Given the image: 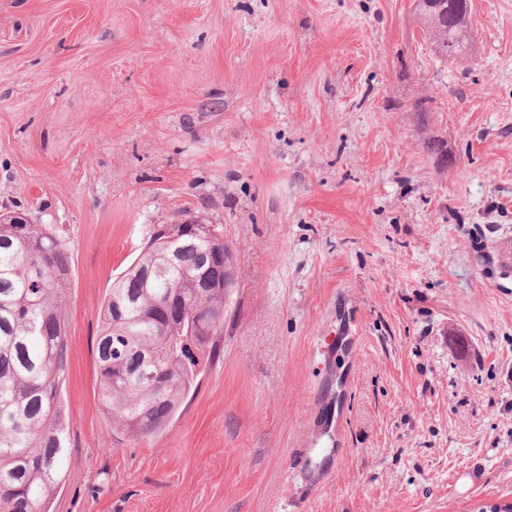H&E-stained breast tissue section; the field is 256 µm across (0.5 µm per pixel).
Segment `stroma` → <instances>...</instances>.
<instances>
[{"instance_id": "1", "label": "stroma", "mask_w": 512, "mask_h": 512, "mask_svg": "<svg viewBox=\"0 0 512 512\" xmlns=\"http://www.w3.org/2000/svg\"><path fill=\"white\" fill-rule=\"evenodd\" d=\"M471 4L446 60L416 0H0V211L71 265L50 512L512 504V0ZM191 218L232 256L221 354L125 436L101 306Z\"/></svg>"}]
</instances>
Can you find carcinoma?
<instances>
[{
	"label": "carcinoma",
	"mask_w": 512,
	"mask_h": 512,
	"mask_svg": "<svg viewBox=\"0 0 512 512\" xmlns=\"http://www.w3.org/2000/svg\"><path fill=\"white\" fill-rule=\"evenodd\" d=\"M435 54L465 44L470 0H417ZM0 214V512H49L68 437L62 407L70 260L43 224ZM224 239L213 224L158 228L109 289L97 338L102 406L130 436L163 431L220 355L205 312L224 309Z\"/></svg>",
	"instance_id": "cac0c4a2"
}]
</instances>
